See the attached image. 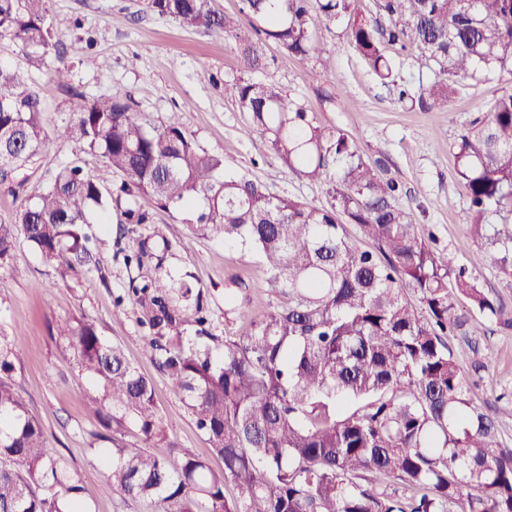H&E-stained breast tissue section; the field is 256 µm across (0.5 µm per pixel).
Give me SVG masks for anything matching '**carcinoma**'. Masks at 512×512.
Listing matches in <instances>:
<instances>
[{
    "label": "carcinoma",
    "mask_w": 512,
    "mask_h": 512,
    "mask_svg": "<svg viewBox=\"0 0 512 512\" xmlns=\"http://www.w3.org/2000/svg\"><path fill=\"white\" fill-rule=\"evenodd\" d=\"M217 0H146L150 11L195 31L235 42L245 76L224 96L248 114L247 137H267L290 170L328 185L327 204L274 196L261 183L225 172L184 129L178 112L147 122L130 96L115 90L78 97L57 137L101 159L97 174L58 168L14 224H0V262L23 235L63 277L99 265L88 226L110 223L121 198H150L157 208L198 200L193 231L255 252L275 296L258 314L225 302L247 322L224 337L220 357L186 336L208 322L201 292L167 273L131 282L127 296L148 331L146 346L211 442L210 461L176 450L159 456L112 442L106 491L151 512H512V449L501 428L512 410L476 404L449 345L473 313L506 321L477 270L493 260L512 279V90L454 143L457 174L470 206L466 222L487 251L470 265L442 255L411 214L391 203L399 183L363 159L355 141L272 83L249 74L266 66L265 43L303 61H323L313 38L323 24L347 23L354 49L382 84L396 83L384 45L411 51L435 79L422 109L446 106L459 79L480 70L512 78V0H241L239 13ZM59 24L47 0H0V39L19 42L31 63L64 62ZM48 134L39 95L19 71L0 64V177L21 167ZM121 177L105 194L102 187ZM353 224L363 248L350 241ZM154 257L148 235L124 251L126 265ZM417 295L412 302L407 291ZM78 364L103 383L89 398L107 431L129 417L145 441L166 443L151 381L91 323L64 336ZM15 351L0 336V374ZM232 483L239 495H225ZM79 474L47 444L42 423L14 385L0 378V512H85Z\"/></svg>",
    "instance_id": "carcinoma-1"
}]
</instances>
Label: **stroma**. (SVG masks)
I'll return each instance as SVG.
<instances>
[{"label":"stroma","mask_w":512,"mask_h":512,"mask_svg":"<svg viewBox=\"0 0 512 512\" xmlns=\"http://www.w3.org/2000/svg\"><path fill=\"white\" fill-rule=\"evenodd\" d=\"M48 5L64 21L60 70L34 68L27 48L0 40V64L22 73L39 93L48 133L41 151L0 182V224L14 223L59 164L70 162L89 174L99 169L97 156L57 138L55 131L71 117L72 93L94 98L117 88L128 92L152 123L180 113L186 133L209 153L223 156L228 174L259 180L277 196L325 204V185L289 170L265 136H242L248 116L224 96L225 83L242 75L229 37L184 30L146 10L145 0H48ZM314 36L326 50L328 67L299 60L272 44L267 48L270 65L260 72V80L276 84L315 112L323 125L347 133L365 158L381 162L386 176L400 185L394 205L410 212L422 232L433 234L439 250L469 263L484 242L465 222L469 201L457 177L454 143L498 96L512 89V79L498 72L476 73L462 79L448 106L424 111L399 102L396 90L380 84L351 46L345 25L319 27ZM133 204L152 216L151 223L138 226V233L156 232L171 244L165 270L192 274L209 310L211 335L238 336L245 330L225 311L227 292H235L256 311L268 308L273 294L257 255L227 246L221 238L192 233L194 210L171 213L144 197ZM90 231L101 267L67 280L25 239H18L11 258L0 264V336L15 338L12 379L29 411L42 421L49 446L79 473L88 512H145L144 504L102 489L97 459L112 444L103 440L104 429L87 404L100 384L81 369L60 331L86 321L106 340L122 344L154 385L170 442L205 457L210 442L147 354L137 311L129 306L122 315L114 313L115 299L127 293L131 280L153 276L154 266L126 268L115 245L118 227L105 233L94 224ZM448 344L466 374H478L477 399L511 409L512 329L476 315L469 335L449 337Z\"/></svg>","instance_id":"obj_1"}]
</instances>
